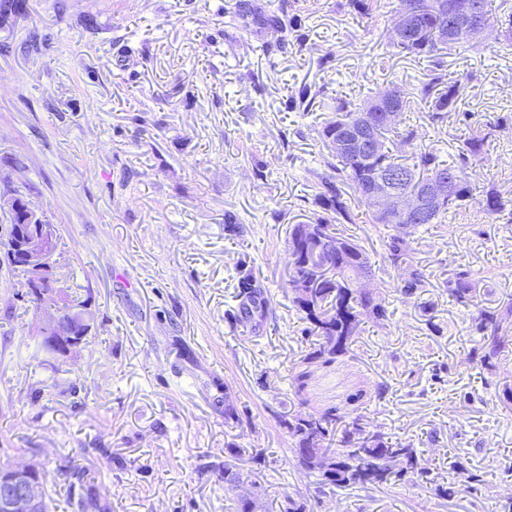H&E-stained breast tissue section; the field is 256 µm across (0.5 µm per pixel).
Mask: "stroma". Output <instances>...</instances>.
<instances>
[{"instance_id":"1","label":"stroma","mask_w":512,"mask_h":512,"mask_svg":"<svg viewBox=\"0 0 512 512\" xmlns=\"http://www.w3.org/2000/svg\"><path fill=\"white\" fill-rule=\"evenodd\" d=\"M249 6L270 27L228 26ZM397 0H19L0 20V196H22L58 226L56 285L90 325L72 359L49 358L37 328L56 313L20 296L0 264V464H34L67 494L62 466L95 476L111 512H261L306 493L284 413L329 412L412 441L425 467L457 456L475 476L451 499L415 477L369 493L340 488L310 512H500L512 498V411L498 395L512 361L488 372L468 355L472 309L448 293L457 267L491 281L483 305L512 299V224L469 208L410 236L428 275L395 293L390 229L358 208L341 225L369 252L387 321H366L349 352L304 362L312 339L292 302V225L324 212L314 187L317 132L341 100L411 88L425 60L391 46ZM482 52L459 46L457 111L401 114L441 158L487 125L507 129L469 170L512 199V42L491 28ZM314 96L303 111L300 91ZM261 294L243 310L238 282ZM388 386L376 400L377 386ZM233 406L238 425L224 423ZM251 448L242 481L216 470Z\"/></svg>"}]
</instances>
